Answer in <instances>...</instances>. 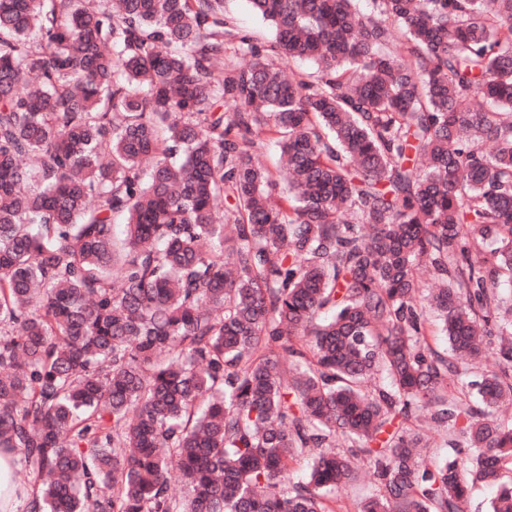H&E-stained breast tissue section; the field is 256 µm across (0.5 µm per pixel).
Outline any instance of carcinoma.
<instances>
[{
    "instance_id": "1",
    "label": "carcinoma",
    "mask_w": 512,
    "mask_h": 512,
    "mask_svg": "<svg viewBox=\"0 0 512 512\" xmlns=\"http://www.w3.org/2000/svg\"><path fill=\"white\" fill-rule=\"evenodd\" d=\"M372 4L251 0L259 39L224 0H0L23 512H334L360 461L356 512H512V0ZM370 479V475L366 474L360 480L336 490L335 495H333L335 500H332L331 503L332 507L336 510H342L337 512H346L345 510H351L353 512L356 503L371 493L372 486ZM494 496V488L477 483L467 501L465 512H489L490 501Z\"/></svg>"
}]
</instances>
